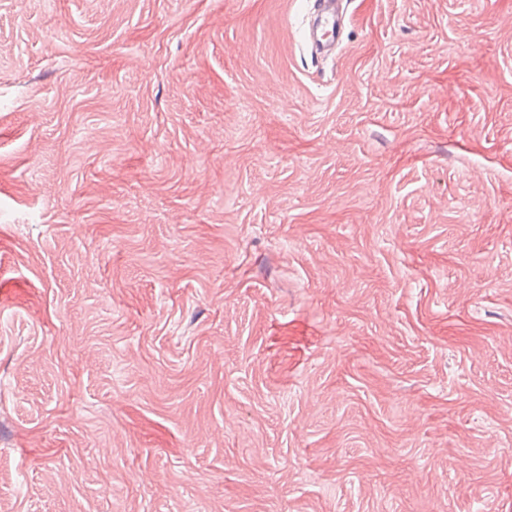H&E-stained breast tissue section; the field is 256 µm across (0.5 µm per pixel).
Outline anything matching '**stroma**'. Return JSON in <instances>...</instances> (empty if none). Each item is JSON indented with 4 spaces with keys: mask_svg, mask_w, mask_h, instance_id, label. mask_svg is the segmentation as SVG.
Returning a JSON list of instances; mask_svg holds the SVG:
<instances>
[{
    "mask_svg": "<svg viewBox=\"0 0 512 512\" xmlns=\"http://www.w3.org/2000/svg\"><path fill=\"white\" fill-rule=\"evenodd\" d=\"M0 0V512H512V0Z\"/></svg>",
    "mask_w": 512,
    "mask_h": 512,
    "instance_id": "obj_1",
    "label": "stroma"
}]
</instances>
